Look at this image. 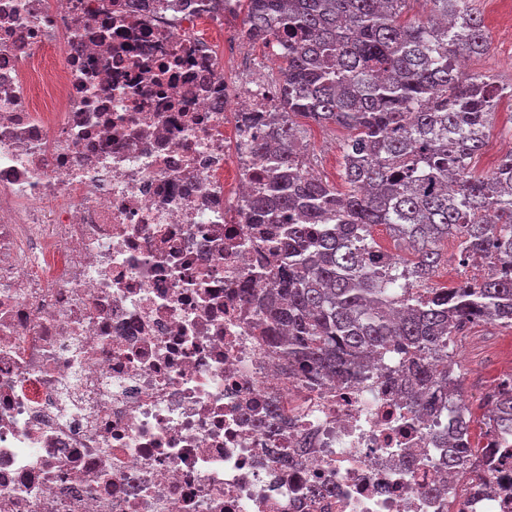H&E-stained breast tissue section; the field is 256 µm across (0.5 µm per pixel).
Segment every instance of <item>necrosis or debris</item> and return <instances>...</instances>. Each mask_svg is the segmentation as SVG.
Here are the masks:
<instances>
[{
	"mask_svg": "<svg viewBox=\"0 0 512 512\" xmlns=\"http://www.w3.org/2000/svg\"><path fill=\"white\" fill-rule=\"evenodd\" d=\"M235 20L0 0V512H512V432L450 500L455 405L422 419L389 366L311 381L261 341L239 289L268 286L249 202L282 44L239 75Z\"/></svg>",
	"mask_w": 512,
	"mask_h": 512,
	"instance_id": "necrosis-or-debris-1",
	"label": "necrosis or debris"
}]
</instances>
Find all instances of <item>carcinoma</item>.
<instances>
[{
  "label": "carcinoma",
  "mask_w": 512,
  "mask_h": 512,
  "mask_svg": "<svg viewBox=\"0 0 512 512\" xmlns=\"http://www.w3.org/2000/svg\"><path fill=\"white\" fill-rule=\"evenodd\" d=\"M237 0L240 33L288 41L275 74L280 95L256 152L270 165L263 194L250 201L269 245L272 283L257 303L261 340L303 378L363 377L386 356L388 380L404 386L409 411L431 414L443 396L461 399L448 374L459 327L512 329V151L492 172L476 170L505 88L456 61L480 57L489 39L472 0ZM301 116L348 131L343 187L313 173ZM385 226L414 257L394 262L372 229ZM459 241L458 262L489 260L479 282L429 288L441 244ZM485 434L512 425V385L496 394ZM470 421L448 446V470L485 476Z\"/></svg>",
  "instance_id": "1"
}]
</instances>
